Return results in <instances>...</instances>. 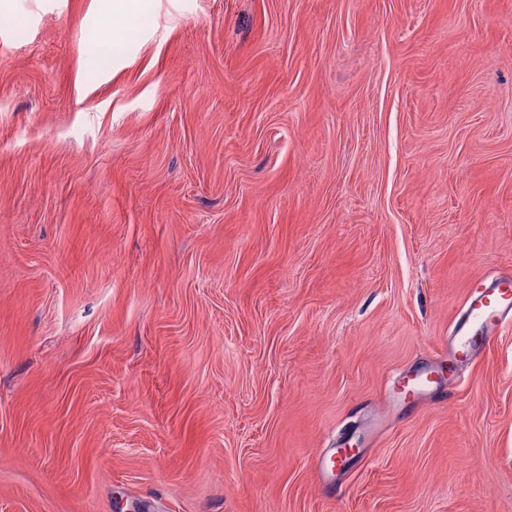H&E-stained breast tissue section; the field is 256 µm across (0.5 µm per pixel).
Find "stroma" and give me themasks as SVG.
<instances>
[{
	"label": "stroma",
	"mask_w": 512,
	"mask_h": 512,
	"mask_svg": "<svg viewBox=\"0 0 512 512\" xmlns=\"http://www.w3.org/2000/svg\"><path fill=\"white\" fill-rule=\"evenodd\" d=\"M0 0V512H512V0ZM364 448L336 495L315 459ZM138 2L139 0H113L112 8L107 10L108 17L100 31L101 41L106 42L109 39L106 33L112 29V26L114 28L119 26L122 21V13L135 10ZM512 319V281L493 278L483 288L472 293L453 322L445 347L438 362H448L446 367L426 369L411 376L400 374L402 393L410 398L423 397L455 383L454 365L461 364L472 353L485 350L499 330Z\"/></svg>",
	"instance_id": "1"
}]
</instances>
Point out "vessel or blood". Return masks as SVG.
<instances>
[{
    "instance_id": "1",
    "label": "vessel or blood",
    "mask_w": 512,
    "mask_h": 512,
    "mask_svg": "<svg viewBox=\"0 0 512 512\" xmlns=\"http://www.w3.org/2000/svg\"><path fill=\"white\" fill-rule=\"evenodd\" d=\"M509 322H512V281L496 277L472 293L456 316L448 346L440 355L442 368H429L414 375L401 374L403 393L412 398L423 397L453 385L456 378L447 375L446 365L460 364L472 353L486 349ZM350 458V451L342 448L341 444L323 449L316 460V470L324 488L335 487Z\"/></svg>"
}]
</instances>
